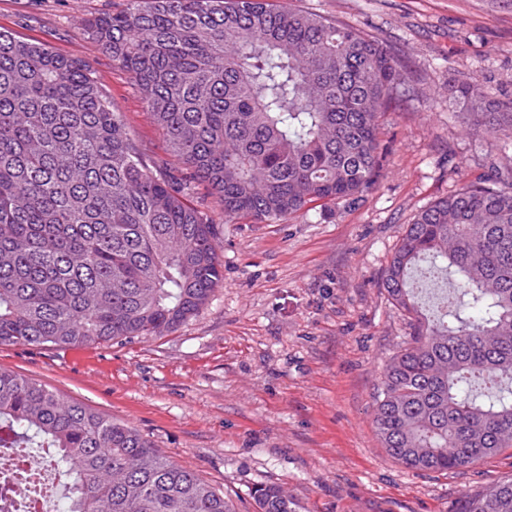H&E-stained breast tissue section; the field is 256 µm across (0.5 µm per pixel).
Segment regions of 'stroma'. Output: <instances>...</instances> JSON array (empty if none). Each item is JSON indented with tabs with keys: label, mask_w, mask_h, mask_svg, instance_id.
<instances>
[{
	"label": "stroma",
	"mask_w": 512,
	"mask_h": 512,
	"mask_svg": "<svg viewBox=\"0 0 512 512\" xmlns=\"http://www.w3.org/2000/svg\"><path fill=\"white\" fill-rule=\"evenodd\" d=\"M375 38L412 90L384 117L374 189L333 215L277 224L228 220L205 188L192 203L216 226L224 283L161 337L98 347L0 346V370L127 423L180 467L252 512L251 489L280 485L297 512H457L512 477V449L456 471L416 473L381 447L373 399L410 333L384 288L408 224L436 199L512 167V149L465 127L448 82L512 95V0H283ZM126 0H0V28L76 56L132 136L172 169L130 76L84 32Z\"/></svg>",
	"instance_id": "stroma-1"
}]
</instances>
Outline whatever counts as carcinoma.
<instances>
[{
	"mask_svg": "<svg viewBox=\"0 0 512 512\" xmlns=\"http://www.w3.org/2000/svg\"><path fill=\"white\" fill-rule=\"evenodd\" d=\"M84 31L127 72L183 183L157 168L81 60L0 29V345L79 346L162 336L224 283L215 225L276 224L354 203L383 168L379 133L410 89L362 31L277 0H127ZM463 123L512 142V97L448 84ZM450 281L430 315L413 273ZM384 287L410 319L386 364L373 424L416 471L512 448V170L468 184L407 225ZM52 448L77 512H236L133 427L0 371V448ZM253 512H296L282 489ZM458 512H512V478Z\"/></svg>",
	"mask_w": 512,
	"mask_h": 512,
	"instance_id": "cac0c4a2",
	"label": "carcinoma"
}]
</instances>
